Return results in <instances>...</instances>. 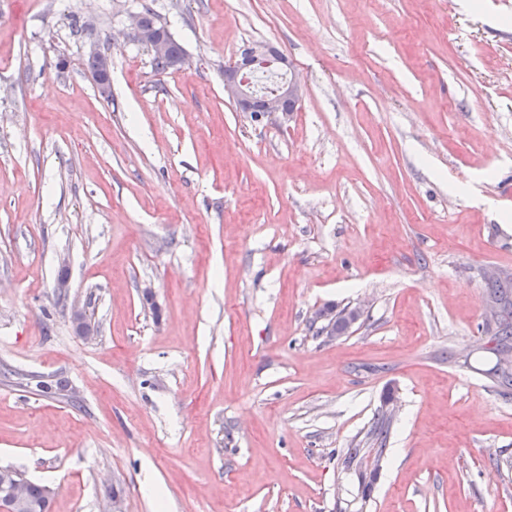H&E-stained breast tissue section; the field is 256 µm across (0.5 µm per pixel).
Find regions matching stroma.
<instances>
[{
  "instance_id": "1",
  "label": "stroma",
  "mask_w": 512,
  "mask_h": 512,
  "mask_svg": "<svg viewBox=\"0 0 512 512\" xmlns=\"http://www.w3.org/2000/svg\"><path fill=\"white\" fill-rule=\"evenodd\" d=\"M145 3L189 67L122 38ZM255 41L295 112L225 96ZM510 185L512 0H0V466L50 512H512ZM182 53H184L182 47L171 36V39L169 40L168 45H167L166 53L161 56H153V58H152L153 66L157 71H160V72H165V71H167L169 69H173V68L181 69L187 63L186 55L182 54ZM174 58H176V59L173 61V68H172V60ZM278 54L279 50L275 46L264 42H254L243 49L238 59L224 65V94L234 103L239 112L252 114L256 118L260 112L293 111V103L296 105L299 103L302 97V85L290 63L285 61V65L288 66V81L285 84H280L276 90L266 96L261 106H254L249 74L278 64L275 57ZM284 99L289 100L283 102V108L286 111L282 108ZM501 273V270L494 269L487 271L485 274L486 278L494 279L485 282L486 296L490 301L486 302L485 317L486 319H493L497 308L498 313L493 322L485 323L487 332L492 333L496 342V347L491 349L496 353L500 351V348L512 345V274L505 271L500 276ZM491 302L495 303L497 308ZM22 489V504L14 512H49L50 499L45 486L28 480Z\"/></svg>"
}]
</instances>
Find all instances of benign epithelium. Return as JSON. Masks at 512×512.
<instances>
[{
  "label": "benign epithelium",
  "mask_w": 512,
  "mask_h": 512,
  "mask_svg": "<svg viewBox=\"0 0 512 512\" xmlns=\"http://www.w3.org/2000/svg\"><path fill=\"white\" fill-rule=\"evenodd\" d=\"M124 34L134 36L140 44L147 47L151 54L159 55L164 53L168 35L160 32L158 34L147 31L140 24V16L132 12ZM279 50L264 42H254L248 45L241 52L238 59L224 66V94H226L236 108L253 117H258L262 112H281L282 101L287 99L293 103H299L302 97V85L298 75L293 69H288V81L277 87L270 95L266 96L261 106L256 107L251 95L249 74L272 67L278 63L277 55ZM91 56L100 59L99 71L92 75L99 92L107 96L111 93V70L107 58L98 51L91 52Z\"/></svg>",
  "instance_id": "1"
}]
</instances>
